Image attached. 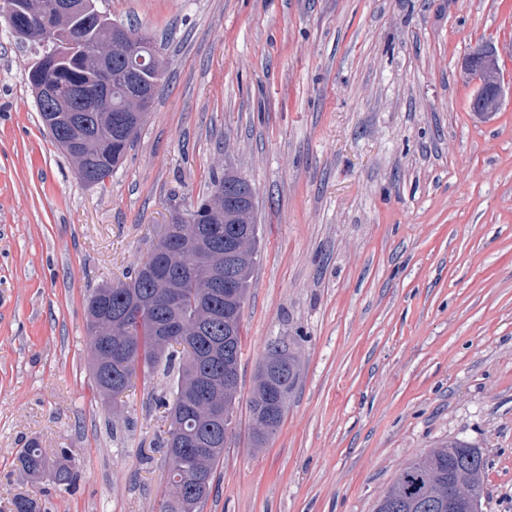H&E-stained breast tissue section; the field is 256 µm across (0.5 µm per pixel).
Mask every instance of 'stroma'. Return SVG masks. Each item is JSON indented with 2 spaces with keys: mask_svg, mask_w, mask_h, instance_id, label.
<instances>
[{
  "mask_svg": "<svg viewBox=\"0 0 512 512\" xmlns=\"http://www.w3.org/2000/svg\"><path fill=\"white\" fill-rule=\"evenodd\" d=\"M153 37L165 77L104 185L43 128L36 47L0 17V512H159L157 371L120 397L91 375L86 300L232 169L256 190L241 404L200 512H374L399 471L477 446L483 512H512V0H96ZM506 93L474 115L467 54ZM298 376L255 447L247 406L271 342ZM67 452L74 485L17 455ZM466 69L479 83L476 101L480 112L487 115L497 112L502 103L503 86L496 48L485 44L472 49L466 58ZM18 462L22 471L31 480L37 482L45 474L48 463L37 441H31L26 448H21Z\"/></svg>",
  "mask_w": 512,
  "mask_h": 512,
  "instance_id": "1",
  "label": "stroma"
}]
</instances>
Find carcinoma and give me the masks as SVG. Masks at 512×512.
I'll list each match as a JSON object with an SVG mask.
<instances>
[{"mask_svg": "<svg viewBox=\"0 0 512 512\" xmlns=\"http://www.w3.org/2000/svg\"><path fill=\"white\" fill-rule=\"evenodd\" d=\"M21 6L19 27L12 29L13 36L22 42L36 43L33 36L42 21L43 0H14ZM111 19L77 14L58 22L62 52L57 55L55 67L61 93L74 85L95 90L99 84V70L87 61L86 50L103 42L109 32ZM128 38L124 49L110 60L112 72L139 66V59L156 55L151 38L131 27L126 28ZM153 72L142 71V77L132 82L112 81V111L71 112L64 135L78 143V155L71 157L76 167L84 170L94 184H104L122 163L128 150L138 138L154 102L156 87L151 84ZM135 111L141 115L139 124L126 130L117 123L123 113ZM248 187L246 195L234 217H224V232L237 227L249 229L248 267L257 262L259 228L255 224V189L245 177L231 170L214 177L213 189L226 186ZM214 194H209L187 212L192 224L171 221L162 234L152 255L154 262L163 263L173 275V283L183 292L184 299L178 309L160 303L149 313L144 322L123 331L114 325L118 314L135 297H151L162 292L159 284L150 277L144 264H139L127 280L105 284L92 291L87 300V326L90 337L91 374L104 397H115L132 386L137 377L148 379L162 367L168 371L178 369V377L171 392L172 399L162 396L155 399L159 407L169 411L167 439L177 438L182 447L176 453L174 466L177 479L169 485L161 512H185V503L192 497L201 505L211 491L213 473L224 459V448L232 438L235 425L237 395L224 401V416L219 423L210 420L207 404L218 394L205 384L214 374H231L238 377V362L243 341L242 312L250 277L240 284L237 297L224 293L214 294L210 288V271L195 264L187 249L169 246L170 229H199L204 234L211 226ZM179 323L182 337L192 347V352L178 351L179 337L166 334L168 325ZM279 342L267 348L264 363L288 364V374L267 378L258 371L257 385L248 407L253 423V440L258 446L274 435L280 427L288 394L297 378L295 357L278 350ZM219 434L221 444L210 449L208 456L200 457L191 450L193 443L205 442ZM18 462L22 471L33 482L45 474L48 463L37 441L20 450ZM482 452L462 440H450L433 448L408 463L397 474L394 485L378 501L375 512H442L439 494L448 492V479L463 478L476 467L485 469Z\"/></svg>", "mask_w": 512, "mask_h": 512, "instance_id": "obj_1", "label": "carcinoma"}]
</instances>
